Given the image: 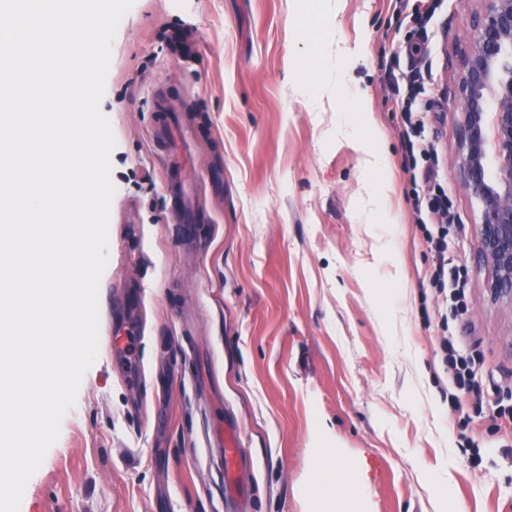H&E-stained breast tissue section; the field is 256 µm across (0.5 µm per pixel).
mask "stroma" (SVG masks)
Wrapping results in <instances>:
<instances>
[{
	"label": "stroma",
	"instance_id": "stroma-1",
	"mask_svg": "<svg viewBox=\"0 0 512 512\" xmlns=\"http://www.w3.org/2000/svg\"><path fill=\"white\" fill-rule=\"evenodd\" d=\"M480 7L437 0L418 101L467 271L450 330L512 391V304L473 260L480 206L456 172ZM185 22L188 62L166 48ZM417 27L390 0H134L101 102L115 195L98 356L20 512H226L210 435L228 420L254 465L253 512H315L340 469L358 484L350 512H512V434L477 427V454L462 451L422 285L431 256L386 78ZM173 142L194 162L189 247L165 185Z\"/></svg>",
	"mask_w": 512,
	"mask_h": 512
}]
</instances>
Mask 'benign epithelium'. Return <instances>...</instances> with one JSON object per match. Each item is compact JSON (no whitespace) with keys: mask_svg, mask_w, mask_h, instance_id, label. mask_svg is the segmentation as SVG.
I'll use <instances>...</instances> for the list:
<instances>
[{"mask_svg":"<svg viewBox=\"0 0 512 512\" xmlns=\"http://www.w3.org/2000/svg\"><path fill=\"white\" fill-rule=\"evenodd\" d=\"M461 63L457 168L480 204L477 258L487 288L512 302V0H481Z\"/></svg>","mask_w":512,"mask_h":512,"instance_id":"benign-epithelium-1","label":"benign epithelium"}]
</instances>
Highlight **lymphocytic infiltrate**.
<instances>
[{"mask_svg": "<svg viewBox=\"0 0 512 512\" xmlns=\"http://www.w3.org/2000/svg\"><path fill=\"white\" fill-rule=\"evenodd\" d=\"M428 72L414 70L413 79L401 97L402 136L410 176L411 200L417 227L432 255L426 273V286L441 298L440 340L442 364L448 373V404L459 414L460 429L471 420L468 400H482L487 388V371L477 352L463 347L449 336V317L466 306L465 272L448 252L452 246L451 229L456 222L453 200L439 182L437 148L426 134L425 116L417 99L425 89Z\"/></svg>", "mask_w": 512, "mask_h": 512, "instance_id": "1", "label": "lymphocytic infiltrate"}]
</instances>
